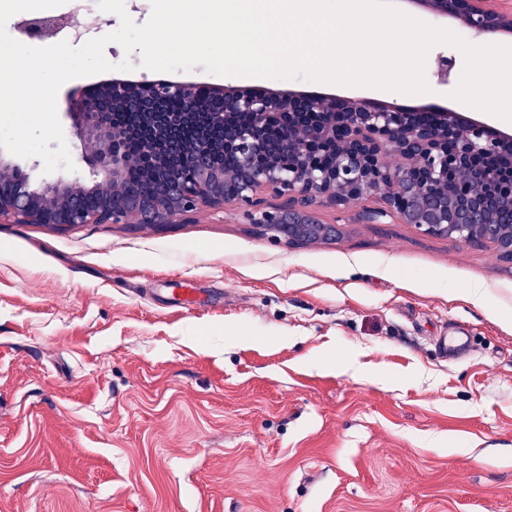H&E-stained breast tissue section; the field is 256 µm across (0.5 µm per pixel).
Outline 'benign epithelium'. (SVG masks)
Returning a JSON list of instances; mask_svg holds the SVG:
<instances>
[{
	"label": "benign epithelium",
	"instance_id": "obj_1",
	"mask_svg": "<svg viewBox=\"0 0 512 512\" xmlns=\"http://www.w3.org/2000/svg\"><path fill=\"white\" fill-rule=\"evenodd\" d=\"M483 0H427L433 13L466 17L468 28L492 34L512 16L480 6ZM69 24L65 18L22 23L30 39H45ZM177 100L180 110L165 104ZM220 101L222 107L212 106ZM127 112L134 121L113 127V114ZM89 149L79 160L102 183L95 200L78 182L57 180L35 187L16 170L0 166V219L42 224L63 230L80 224L134 222L156 227L184 224L201 208L226 203L257 205V193L269 189L290 198L288 206L263 210L255 223L272 233L288 226V245L319 234L305 206L317 199L343 204L378 194L389 211L428 235L489 244L512 260V135L459 112L388 110L373 101L353 105L336 96L313 94L265 96L249 92L225 95L207 84L187 87L171 80L112 82L105 89L86 88L69 97ZM276 116L282 127L277 156L268 152L264 124ZM199 126L188 150L191 171L180 170L178 130ZM214 130L224 132V148L235 152L240 170L234 188L224 190V173L213 164ZM140 146L126 149L129 140ZM158 142L160 175L141 195L124 191L131 169ZM335 157L331 167L320 158Z\"/></svg>",
	"mask_w": 512,
	"mask_h": 512
}]
</instances>
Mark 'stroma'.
Returning a JSON list of instances; mask_svg holds the SVG:
<instances>
[{"instance_id": "obj_1", "label": "stroma", "mask_w": 512, "mask_h": 512, "mask_svg": "<svg viewBox=\"0 0 512 512\" xmlns=\"http://www.w3.org/2000/svg\"><path fill=\"white\" fill-rule=\"evenodd\" d=\"M463 66L432 48L427 98L489 122ZM308 210L335 235L0 222V512H512V261L376 195Z\"/></svg>"}]
</instances>
